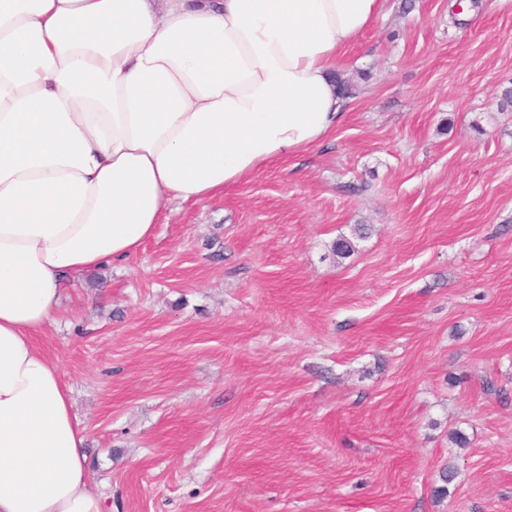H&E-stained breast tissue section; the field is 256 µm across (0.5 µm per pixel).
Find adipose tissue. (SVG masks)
<instances>
[{"label":"adipose tissue","instance_id":"ef3b65f1","mask_svg":"<svg viewBox=\"0 0 512 512\" xmlns=\"http://www.w3.org/2000/svg\"><path fill=\"white\" fill-rule=\"evenodd\" d=\"M381 0H0V512H101L36 338L67 280L322 142Z\"/></svg>","mask_w":512,"mask_h":512}]
</instances>
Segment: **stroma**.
<instances>
[{"label":"stroma","instance_id":"1","mask_svg":"<svg viewBox=\"0 0 512 512\" xmlns=\"http://www.w3.org/2000/svg\"><path fill=\"white\" fill-rule=\"evenodd\" d=\"M452 2L385 0L323 143L69 285L102 512H512V0Z\"/></svg>","mask_w":512,"mask_h":512}]
</instances>
